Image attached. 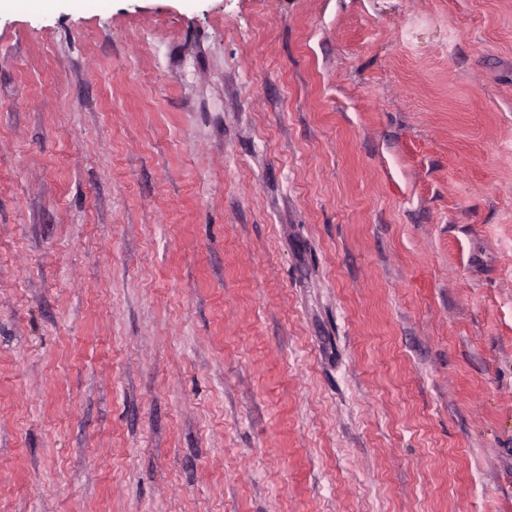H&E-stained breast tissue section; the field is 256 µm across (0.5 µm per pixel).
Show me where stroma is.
I'll use <instances>...</instances> for the list:
<instances>
[{
  "instance_id": "35a3bbf8",
  "label": "stroma",
  "mask_w": 512,
  "mask_h": 512,
  "mask_svg": "<svg viewBox=\"0 0 512 512\" xmlns=\"http://www.w3.org/2000/svg\"><path fill=\"white\" fill-rule=\"evenodd\" d=\"M0 512H512V0H0Z\"/></svg>"
}]
</instances>
